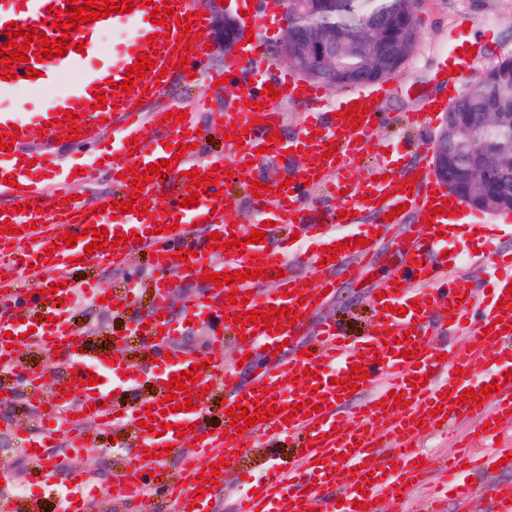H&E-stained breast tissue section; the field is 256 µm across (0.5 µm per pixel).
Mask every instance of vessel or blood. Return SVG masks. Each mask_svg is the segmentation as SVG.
<instances>
[{
  "mask_svg": "<svg viewBox=\"0 0 512 512\" xmlns=\"http://www.w3.org/2000/svg\"><path fill=\"white\" fill-rule=\"evenodd\" d=\"M171 5L177 16L197 12L196 0H152L151 6L133 8L132 11L114 13L106 18L82 24L73 33L74 47L66 54L44 59L36 69L38 78H27L26 68H15L12 80L0 79V98L20 89H44L65 73L76 74L75 84L65 93L51 97L39 111L31 115L13 111H0V126L17 125L20 131L12 151L0 150V192H9L17 208L16 213L0 210V228L14 225V233H6L0 240V268L22 273L32 282L33 295L16 287L12 278L0 281V359L6 367H13L14 349L6 345L8 336L23 337L25 344L45 350H58L65 357L67 371L59 385L69 394L61 405L67 409L87 413L89 419L101 421L103 427L119 425L129 430L136 439L135 449L123 462L122 470L113 482L112 500L121 504L144 498L150 491L149 474L161 479L160 486L167 499L178 507V512H209L211 503L219 499L225 490L224 483H216L203 499H196L203 482L202 471L211 469L218 458L230 457L232 452L246 449V436L288 437L304 434L307 442L301 450L298 472L271 473L257 480L251 493L238 498L235 512H304L303 505L294 489L302 479L316 480L325 492L317 500L320 512H356L355 501H362L367 512H377L378 498L404 496L408 486L426 482L430 469L428 456L422 450L423 438L439 434L441 425H453L467 419L473 432L467 435L465 449L448 460V488L470 493L469 478L489 474L496 463H503L505 470H512V445L499 443L498 422L512 410V383L506 382L505 374L512 370V255L491 251L486 262L493 270V289L490 298L472 294L470 289L460 288L451 292L440 289L448 259L441 253L443 242L440 233L446 232L447 216H430L426 203L415 194L418 181H428L430 192L436 199L449 200L458 206V199L440 182L430 180V166L419 167L415 174L394 173L391 166L379 165L375 178L367 187L369 197L347 198L344 212H331L315 221L304 220L300 208L306 186L326 188L328 193L340 192L349 186L352 161L365 149L372 125L377 120L378 102L390 95L394 87L380 84L371 91L355 93L337 100L338 115L325 120L324 106L332 99L333 92L320 83L307 82L294 73L283 69L272 70L268 81L280 90L281 97L300 100L306 107L305 116L297 138L279 142L273 140V132L281 128V114L276 100H269L267 107L256 109L260 101L261 85H249L237 91L236 96L245 105L244 111L222 110L211 113L208 130L223 134L228 130L241 132L243 143L236 147L230 158L220 155H204L195 149L186 151L181 160H174L173 150L167 149L170 138L189 132L190 142H198L199 123L195 111H184L182 104L167 102L166 96L172 85L190 86V73L199 72L205 48L198 36L200 26H192L194 53L190 55L188 70H180L178 52L184 51L185 42L179 41L178 28H165L153 23L150 16L152 5ZM63 0H0V45L7 43L12 27L43 28L50 41H57L61 34L55 26L47 24V10L63 8ZM133 27L134 33L115 52L106 55L100 50L98 34L106 27ZM156 36V44H148V36ZM84 43L83 51H76L77 43ZM469 41L466 36H455L444 55V67H456L457 72L444 76L445 94L438 99L439 111H447L462 95L464 84L475 61L468 55ZM153 59L159 66H169L166 77L151 75L136 81L132 94L120 95L119 106H97L94 92L106 80L124 81L129 66L139 56ZM257 49L251 48L228 55L224 59V72L235 75L238 71L256 63ZM156 101L154 111H145L142 102ZM368 105L369 111L359 129L340 117L341 111L352 107L354 102ZM77 112V125L85 133V142L96 145L97 150L88 156L85 165L86 179H95L101 161H108L114 175L112 193L103 197V204L126 201L132 188L121 174L126 168L143 163L156 164L167 160L171 169L165 180H153L140 194L147 201L146 215L125 213L112 219L110 213L91 215L88 207L68 197L67 187L72 182L73 168L48 148L51 134L45 133L46 122L63 119L65 111ZM184 112V120H176L177 112ZM138 138L140 147L130 152L126 142ZM44 144V151L35 156V165L24 163L25 146ZM269 147L271 155L283 151L301 150L303 162L293 176L290 190L268 191L260 198L251 199V206L265 220V234H272L274 226L285 225L298 229L302 239L313 241L315 249L305 256L294 250L292 244L279 243L272 248L261 244H248L244 249H209L210 233H218L222 239L243 238L250 235L248 224L232 225L228 217L239 206L240 190L250 188L254 163L262 162L259 147ZM332 149V156H325V149ZM242 170L243 178L225 179L226 170ZM218 176L216 185L208 186L207 196L201 197L195 206L181 203L190 185L191 171ZM49 173L56 180L52 192H45L36 180L37 175ZM13 177L14 186H7L6 177ZM418 208L421 218H432L433 225L421 228V239L410 246L404 266L397 272L391 284L385 285L383 299L377 300L380 317L368 338L362 344L340 342L332 323H322L319 351L312 354L294 355L260 373L250 387L238 385L236 368L223 362H210L202 370V384H213L215 389L226 392L227 406L251 405L259 401L265 406H281L312 402L320 405L318 416H295L285 422L279 411L274 419L259 421L247 432L233 426L231 417H224L214 434H207L205 422L208 409L200 399L197 388L180 392V399L195 398V408L189 412H172L161 398L153 402L138 401L134 405L119 408L109 403L108 391L103 383L116 367L114 362L97 359L86 360L75 351L72 338L76 334L69 312L79 290L78 284L69 280L74 259L87 257L89 263H107L126 267L141 251H149L157 272L153 280V308L150 325L143 330L145 341L159 336L157 319L166 310L175 280H195L204 271H246L251 269H282L283 278L277 279L275 293L265 291L266 279L246 280L237 285L216 286L208 282L205 299H194L186 306L187 318L194 319L211 313H221L223 306L233 311L285 307L298 310L294 326L281 331H268L258 326L246 344L252 356H259L262 348H277L284 340H296L301 336L308 320L307 306L300 300L307 295H320L322 290L336 285L338 278L358 282L364 269L366 249L354 246L353 241L364 238L376 241L380 232L393 227L388 215L401 204ZM361 210L372 211L375 223H358L356 214ZM204 223L207 234H192L193 222ZM107 229L108 233L138 235V242L125 243L123 248H110L86 253L88 244L83 233L90 225ZM77 235L76 247L64 246L52 255L44 250L59 240L61 234ZM343 244L344 250L335 261L322 263L323 250L332 244ZM190 253L189 262H181L179 254ZM318 278L317 287L306 284L307 277ZM62 284L61 293L50 292V284ZM237 292L240 301L228 304L227 294ZM443 306L454 318L455 328H462L464 321H472L467 336L469 346L464 353L448 354L439 348L431 334L429 312L432 305ZM404 307L403 315H396L397 307ZM42 309L51 323L42 332L28 333L22 319L29 309ZM411 340L418 345L416 359L392 353L389 343L393 340ZM361 365L366 379L360 380V400H353L352 392L344 378L352 365ZM313 370L312 378H302L304 370ZM95 374L97 385H86L88 374ZM500 384L497 394L482 399L474 406L460 402L464 389L480 390L492 384ZM271 386V393H263V386ZM409 395L408 407L395 405L397 392ZM451 394L452 399L441 402L440 397ZM343 400V407H336V400ZM165 411V421L170 428L162 434L148 432L139 422L149 419L151 410ZM189 426L186 437H177L176 425ZM176 448L195 446L193 456L182 458L176 477L165 475L163 467L168 455L167 445ZM388 445L393 450L391 462L379 460L377 450ZM159 447L158 457H150L148 450ZM372 478L368 494H361L357 481ZM69 508L71 512H93L94 501L86 474L68 475ZM486 492L491 500V512H512V486L488 485ZM344 496V504H337V496Z\"/></svg>",
  "mask_w": 512,
  "mask_h": 512,
  "instance_id": "1",
  "label": "vessel or blood"
}]
</instances>
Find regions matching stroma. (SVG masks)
Returning <instances> with one entry per match:
<instances>
[{
	"label": "stroma",
	"mask_w": 512,
	"mask_h": 512,
	"mask_svg": "<svg viewBox=\"0 0 512 512\" xmlns=\"http://www.w3.org/2000/svg\"><path fill=\"white\" fill-rule=\"evenodd\" d=\"M200 6L210 16L204 33L207 45L205 64L190 89L180 87L171 92L173 101L185 98L199 102L198 120L207 124L208 114L223 108L227 92L214 87L210 74L222 70L224 58L230 49L224 44V19L230 11L225 0H201ZM416 43L413 54L396 73L395 93L382 105L380 120L369 145L353 170V179L366 183L374 164L381 154H388L391 164L400 165L409 172L417 163L412 152L416 142H433L439 132L438 125L430 124L418 130L402 127L398 119L413 111L429 97L436 95L442 56L448 48V38L457 29L468 28L470 34L485 42L487 59L481 70H488L501 58L512 57V0H420L415 12ZM471 209L460 212L470 227L466 232L450 235L445 244L448 261L463 270L462 285L475 293L486 292L488 281L484 266L476 255L482 246L483 230L471 223ZM415 212H407L397 234L378 241L368 259V278L356 284H340L332 299L308 321L302 336L305 346L316 344L315 331L321 322L335 321L351 338L364 336L378 319L371 292L391 277L402 260L405 244L412 234L418 233ZM74 279L90 282L100 295H111L112 302L99 305L87 298H79L72 313L78 331V342L89 356H103L117 349L125 365L139 369H153L154 354L141 337L131 329L134 320L147 316L152 308L151 283L155 277L150 256H138L126 268L106 264L73 268ZM204 286L199 282H184L175 288L168 302V314L177 333L172 347L205 358L223 360L230 366H239L233 337H225L222 344L213 341L224 322L220 318L185 321L184 309L189 300L202 297ZM18 361L24 370L41 375L39 392L48 398L56 391L64 374V362L54 354L38 347L22 350ZM243 382H250L258 370L257 365L239 366ZM11 391V398L0 402V481L14 490L15 503L36 500L40 512H67L68 500L61 484L43 483L42 476L51 469L89 474L96 491L95 499L103 512H174L172 503L162 493H150L145 499L113 504L110 487L119 473L124 457L133 450L134 437L125 429L115 426L101 430L84 418L52 420L48 412L27 403V389L19 386L16 372L0 369V389ZM57 423L62 431L81 433L90 439L87 448L68 449L64 442L45 448L41 457L27 452L30 441L41 439L50 423ZM298 448L294 442L270 441L252 438L248 450L240 459L234 473L227 475L226 492L222 493L215 512H231L237 494L243 493L248 478H259L269 470L295 469Z\"/></svg>",
	"instance_id": "obj_1"
}]
</instances>
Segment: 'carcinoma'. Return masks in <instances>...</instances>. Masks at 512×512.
<instances>
[{
	"mask_svg": "<svg viewBox=\"0 0 512 512\" xmlns=\"http://www.w3.org/2000/svg\"><path fill=\"white\" fill-rule=\"evenodd\" d=\"M288 0V26L297 43L280 46L296 63L306 66L305 79L340 90L357 83L378 81L407 58L415 43L412 0ZM325 54L309 58L311 48ZM455 125L469 129L481 125L493 112L485 174L503 186L500 203L512 201V57H505L472 84L453 105ZM449 174L467 180L473 170L472 147L462 134L448 136Z\"/></svg>",
	"mask_w": 512,
	"mask_h": 512,
	"instance_id": "carcinoma-1",
	"label": "carcinoma"
}]
</instances>
